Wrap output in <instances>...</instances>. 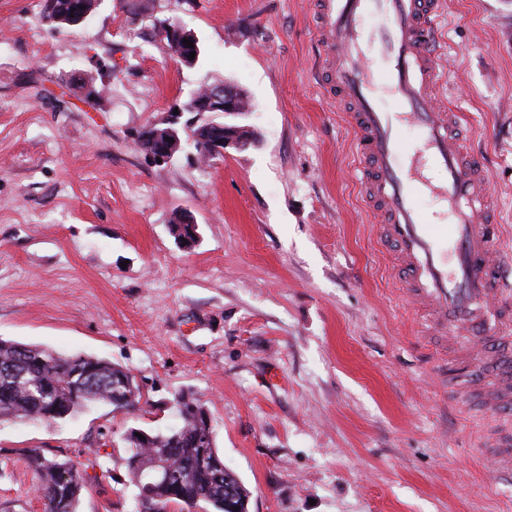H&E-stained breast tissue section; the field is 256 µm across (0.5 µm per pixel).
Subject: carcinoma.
Here are the masks:
<instances>
[{"label": "carcinoma", "instance_id": "carcinoma-1", "mask_svg": "<svg viewBox=\"0 0 512 512\" xmlns=\"http://www.w3.org/2000/svg\"><path fill=\"white\" fill-rule=\"evenodd\" d=\"M97 5L98 0H52L46 18L59 28L72 27ZM132 380L127 369L104 358L0 339V421L56 423L99 402L114 411L134 409L148 400L139 386H126ZM175 404L177 427L156 433L131 428L123 436L128 478L137 488L136 512H228L231 491L236 512H248L249 491L224 466L205 407L183 395ZM25 460L38 476L44 512H78L88 488L86 470L38 449L28 450Z\"/></svg>", "mask_w": 512, "mask_h": 512}]
</instances>
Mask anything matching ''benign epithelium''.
Here are the masks:
<instances>
[{
  "label": "benign epithelium",
  "instance_id": "benign-epithelium-1",
  "mask_svg": "<svg viewBox=\"0 0 512 512\" xmlns=\"http://www.w3.org/2000/svg\"><path fill=\"white\" fill-rule=\"evenodd\" d=\"M161 34L177 45H184V40L191 38V34L184 30L178 24H164L161 26ZM240 95L238 91L230 88L219 86L207 92L202 99H194L192 102L178 108V113L171 114V118L167 124L171 128L167 129L170 138L174 142L148 149L149 155L156 162H165L174 157L175 151L181 144L179 137L180 131L189 134V141L199 140L204 143L210 154L214 157H222L229 148L242 149L244 144L238 137L237 128L226 125L210 124L205 130L201 131L197 128V121L192 118L181 121L184 114H195L197 112H214L222 111L226 115L237 113Z\"/></svg>",
  "mask_w": 512,
  "mask_h": 512
}]
</instances>
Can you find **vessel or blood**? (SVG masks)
I'll return each mask as SVG.
<instances>
[{"label": "vessel or blood", "mask_w": 512, "mask_h": 512, "mask_svg": "<svg viewBox=\"0 0 512 512\" xmlns=\"http://www.w3.org/2000/svg\"><path fill=\"white\" fill-rule=\"evenodd\" d=\"M323 84L349 113L358 177L380 216L378 236L404 273L402 292L429 313L419 333L457 351V392L478 389L492 414L497 474L512 476V266L498 245L499 207L480 160L462 142L461 116L438 99L436 0H317ZM410 141H402L404 129ZM445 173L429 186L424 166ZM439 204L431 223L421 194Z\"/></svg>", "instance_id": "1"}]
</instances>
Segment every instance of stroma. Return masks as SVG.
<instances>
[{"instance_id": "stroma-1", "label": "stroma", "mask_w": 512, "mask_h": 512, "mask_svg": "<svg viewBox=\"0 0 512 512\" xmlns=\"http://www.w3.org/2000/svg\"><path fill=\"white\" fill-rule=\"evenodd\" d=\"M140 2L99 0L62 31L43 0H0V338L107 359L149 400L0 422V512H43L31 448L87 466L79 512H134L122 437L177 426L181 394L207 409L249 512H512V480L476 453L490 424L438 376L444 352L417 339L426 315L376 238L314 0ZM439 8L443 95L512 260V0ZM166 21L198 37L196 67L161 41ZM208 75L253 102L235 122L256 142L153 162L138 131ZM179 211L199 225L189 250ZM177 219L183 224H170V231L171 234L174 236V238L183 239V238H190L192 241H194L193 234L195 235L196 241L192 242L190 245L193 247L198 239H199V233L195 231V229H198V225L196 224L193 217L185 212V211H179L177 212ZM185 224H191L193 228V234L191 233L189 225ZM190 245L183 244V241L179 244L180 247L184 249H190Z\"/></svg>"}]
</instances>
